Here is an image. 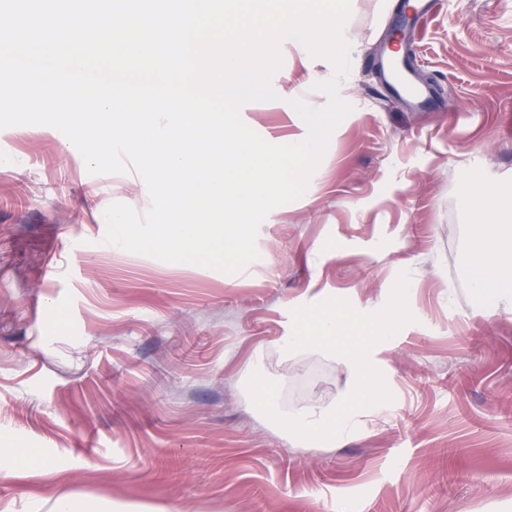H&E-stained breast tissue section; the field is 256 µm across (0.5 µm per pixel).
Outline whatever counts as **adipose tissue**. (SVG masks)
Returning a JSON list of instances; mask_svg holds the SVG:
<instances>
[{
  "label": "adipose tissue",
  "instance_id": "1",
  "mask_svg": "<svg viewBox=\"0 0 512 512\" xmlns=\"http://www.w3.org/2000/svg\"><path fill=\"white\" fill-rule=\"evenodd\" d=\"M465 199L477 214L469 255V288L476 315L512 311V184L486 189L469 182Z\"/></svg>",
  "mask_w": 512,
  "mask_h": 512
}]
</instances>
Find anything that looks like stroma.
<instances>
[{"mask_svg":"<svg viewBox=\"0 0 512 512\" xmlns=\"http://www.w3.org/2000/svg\"><path fill=\"white\" fill-rule=\"evenodd\" d=\"M401 0H351L352 112L305 194L260 226L227 274L106 243L114 202L146 214L135 170L89 174L48 126L0 129V512L59 498L116 512H512V313L474 314L476 216L462 182L512 181V0H439L410 46L435 106L411 109L370 59ZM272 102L241 120L283 145L333 67L292 42ZM409 272L415 317L372 351L393 395L330 441L295 438L252 404L253 372L288 415L331 410L350 370L286 353L293 308L369 313Z\"/></svg>","mask_w":512,"mask_h":512,"instance_id":"1","label":"stroma"}]
</instances>
